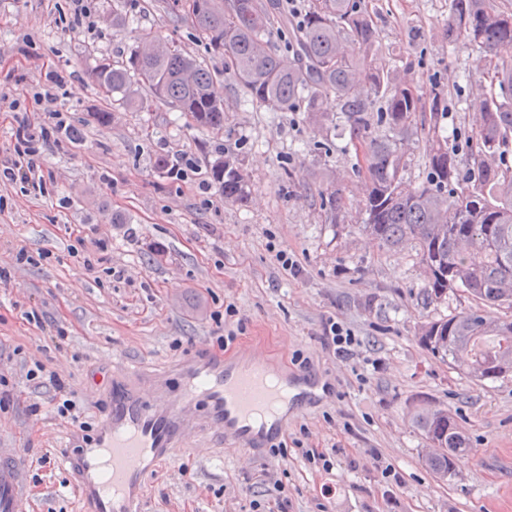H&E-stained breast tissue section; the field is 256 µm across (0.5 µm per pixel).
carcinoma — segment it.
<instances>
[{
    "label": "carcinoma",
    "instance_id": "carcinoma-1",
    "mask_svg": "<svg viewBox=\"0 0 512 512\" xmlns=\"http://www.w3.org/2000/svg\"><path fill=\"white\" fill-rule=\"evenodd\" d=\"M188 17L213 54L230 63L242 95L256 109L306 112L325 121L324 102L336 101L351 141L365 147L372 183L358 229L380 249L414 244L427 303H442L462 288L472 304L422 325L419 342L471 380L483 382L512 372V319L494 309L512 306V12L497 0H449L448 42L490 54L489 88L469 107L479 114L477 152L461 173L459 146L442 134L444 112H423L413 79L380 54L379 36L361 0H311L301 15L282 14L293 60L267 47L274 20L265 0H188ZM127 63H102L92 72L106 94L123 107L145 108L148 97L130 93L140 84L156 99L176 107L191 123L224 128V99L215 92L208 66L160 35L139 32ZM369 94H364V86ZM380 103L381 129L369 112ZM428 127L427 178L405 186L401 172L411 135ZM211 177L224 200L241 203L247 183L241 162L216 159ZM334 224L344 200L338 192L323 203ZM413 423L436 451L424 465L444 478L469 442L446 408L418 412Z\"/></svg>",
    "mask_w": 512,
    "mask_h": 512
}]
</instances>
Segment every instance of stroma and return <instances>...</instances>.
I'll return each instance as SVG.
<instances>
[{
    "label": "stroma",
    "instance_id": "obj_1",
    "mask_svg": "<svg viewBox=\"0 0 512 512\" xmlns=\"http://www.w3.org/2000/svg\"><path fill=\"white\" fill-rule=\"evenodd\" d=\"M93 3L95 25L79 32L61 25L70 0H0V90L38 124L48 119L38 93L51 88L80 132L45 154L42 191L0 182V270L10 274L0 281V448L29 458V512H80L63 456L108 414L114 365L161 371L196 349L220 351L228 328L239 331L236 346L258 344L269 361L319 374L329 389L289 414L287 455L189 439L148 473L142 512H248L254 499L264 512H512V373L477 383L419 343L423 322L470 301L456 291L424 305L414 248L381 250L357 231L369 181L335 103L322 128L304 112L256 111L185 12H168L164 0ZM364 4L383 55L413 77L425 104L443 88L449 134L471 135L475 115L462 103L487 58L449 43L448 0ZM116 11L129 33L113 31ZM136 31L218 71L223 130L192 126L160 100L135 111L105 97L90 72L125 62ZM52 72L63 78L53 87ZM225 152L241 160L244 203L225 202L210 176ZM183 155L194 166L179 180L167 164ZM334 190L345 200L336 224L322 205ZM22 249L35 263H17ZM281 251L298 277L282 269ZM330 318L360 340L349 360L322 340ZM38 364L43 372L28 377ZM66 398L75 407L63 416ZM438 406L471 446L445 478L423 464L430 443L412 421ZM303 446L327 454L330 468L305 461ZM276 480L284 492L275 501L265 491Z\"/></svg>",
    "mask_w": 512,
    "mask_h": 512
}]
</instances>
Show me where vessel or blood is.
I'll list each match as a JSON object with an SVG mask.
<instances>
[{
	"instance_id": "1",
	"label": "vessel or blood",
	"mask_w": 512,
	"mask_h": 512,
	"mask_svg": "<svg viewBox=\"0 0 512 512\" xmlns=\"http://www.w3.org/2000/svg\"><path fill=\"white\" fill-rule=\"evenodd\" d=\"M171 396L144 400L124 367L113 369L111 409L94 440L67 453L84 512H141L145 474L199 432L243 448H264L288 425L311 385L275 376L249 349L234 357L201 351L178 368ZM28 461L23 449L0 448V512H27Z\"/></svg>"
}]
</instances>
